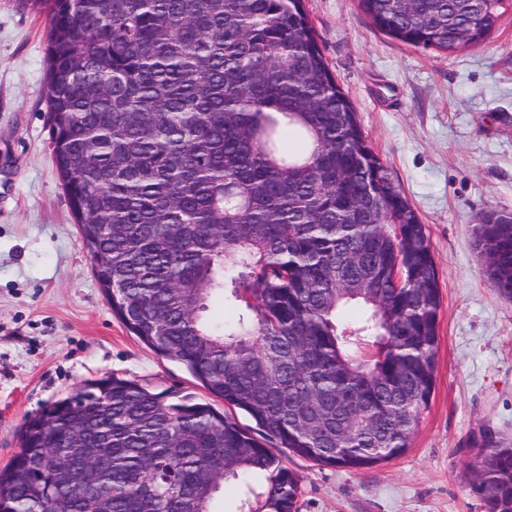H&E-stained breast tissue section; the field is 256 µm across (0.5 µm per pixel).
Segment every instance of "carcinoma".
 Masks as SVG:
<instances>
[{"mask_svg": "<svg viewBox=\"0 0 512 512\" xmlns=\"http://www.w3.org/2000/svg\"><path fill=\"white\" fill-rule=\"evenodd\" d=\"M511 1L360 0L376 28L450 56ZM23 3L46 14L54 162L112 312L258 434L105 376L26 421L0 512H84L91 493L110 512H298L300 478L268 444L347 468L400 455L435 384L436 264L303 0ZM473 246L511 300L512 214H486ZM73 431L107 486L47 464ZM472 447L491 449L486 512H512V440Z\"/></svg>", "mask_w": 512, "mask_h": 512, "instance_id": "1", "label": "carcinoma"}]
</instances>
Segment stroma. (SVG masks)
<instances>
[{
	"mask_svg": "<svg viewBox=\"0 0 512 512\" xmlns=\"http://www.w3.org/2000/svg\"><path fill=\"white\" fill-rule=\"evenodd\" d=\"M374 152L430 236L442 294L434 394L403 454L347 469L298 455L299 512H486L471 441L512 439V300L483 274L473 227L512 213V10L454 56L378 30L359 0H304ZM47 22L0 0V469L27 419L115 375L223 408L112 313L52 156Z\"/></svg>",
	"mask_w": 512,
	"mask_h": 512,
	"instance_id": "35a3bbf8",
	"label": "stroma"
}]
</instances>
